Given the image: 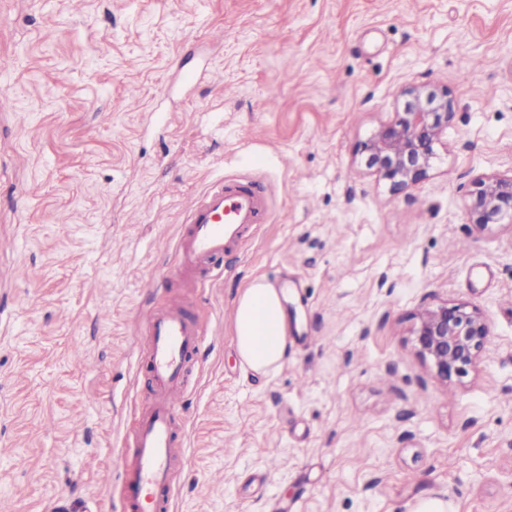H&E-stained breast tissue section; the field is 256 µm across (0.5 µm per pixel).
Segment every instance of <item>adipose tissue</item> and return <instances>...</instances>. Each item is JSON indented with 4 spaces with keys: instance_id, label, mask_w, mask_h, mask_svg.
Masks as SVG:
<instances>
[{
    "instance_id": "obj_1",
    "label": "adipose tissue",
    "mask_w": 512,
    "mask_h": 512,
    "mask_svg": "<svg viewBox=\"0 0 512 512\" xmlns=\"http://www.w3.org/2000/svg\"><path fill=\"white\" fill-rule=\"evenodd\" d=\"M234 329L237 354L251 370L267 372L287 361L282 291L264 278L254 279L241 292Z\"/></svg>"
}]
</instances>
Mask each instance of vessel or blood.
Here are the masks:
<instances>
[{
	"label": "vessel or blood",
	"mask_w": 512,
	"mask_h": 512,
	"mask_svg": "<svg viewBox=\"0 0 512 512\" xmlns=\"http://www.w3.org/2000/svg\"><path fill=\"white\" fill-rule=\"evenodd\" d=\"M267 211L268 196L261 181L222 178L213 182L186 212L176 274L210 276L214 259ZM141 324L149 390L138 430L114 458V469L127 489L119 512H169L174 468L184 458L177 402L188 389L191 358L208 336L176 305L148 310Z\"/></svg>",
	"instance_id": "1"
}]
</instances>
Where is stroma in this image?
Instances as JSON below:
<instances>
[{
  "mask_svg": "<svg viewBox=\"0 0 512 512\" xmlns=\"http://www.w3.org/2000/svg\"><path fill=\"white\" fill-rule=\"evenodd\" d=\"M412 85L454 118L394 195L356 149ZM0 86V502L116 512L141 316L181 299L211 338L170 512H512V228L467 212L512 175V0H0ZM226 176L263 179L270 214L221 279L164 280ZM257 277L287 293L264 374L234 342ZM444 301L490 326L448 382L412 345Z\"/></svg>",
  "mask_w": 512,
  "mask_h": 512,
  "instance_id": "stroma-1",
  "label": "stroma"
}]
</instances>
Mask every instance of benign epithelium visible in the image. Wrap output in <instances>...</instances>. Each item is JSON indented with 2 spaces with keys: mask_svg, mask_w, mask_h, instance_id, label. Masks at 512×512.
Here are the masks:
<instances>
[{
  "mask_svg": "<svg viewBox=\"0 0 512 512\" xmlns=\"http://www.w3.org/2000/svg\"><path fill=\"white\" fill-rule=\"evenodd\" d=\"M403 108L393 120L381 124L360 145L367 166L390 181L400 192L425 177L436 157L448 124L454 117L448 91L410 86L402 91ZM468 212L471 223L485 230L507 218L512 223V177L478 178ZM484 313L462 305L441 303L424 309L413 330V348L419 360L446 381L468 374L481 359L488 341Z\"/></svg>",
  "mask_w": 512,
  "mask_h": 512,
  "instance_id": "obj_1",
  "label": "benign epithelium"
}]
</instances>
